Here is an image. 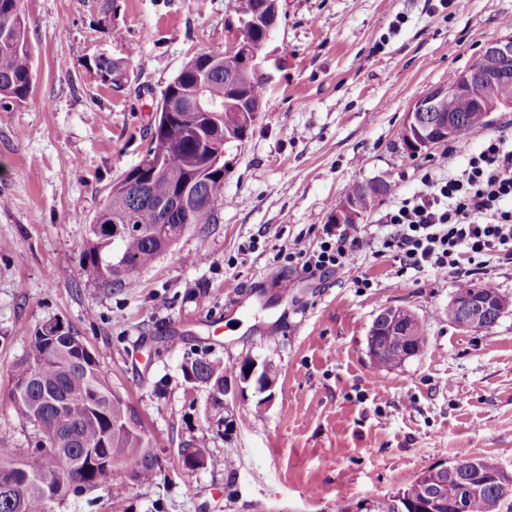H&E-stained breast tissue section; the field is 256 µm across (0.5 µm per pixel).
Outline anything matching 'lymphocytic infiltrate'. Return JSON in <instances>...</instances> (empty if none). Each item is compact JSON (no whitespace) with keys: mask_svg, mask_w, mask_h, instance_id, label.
<instances>
[{"mask_svg":"<svg viewBox=\"0 0 512 512\" xmlns=\"http://www.w3.org/2000/svg\"><path fill=\"white\" fill-rule=\"evenodd\" d=\"M459 148H451L426 170L423 188L383 216L391 232L382 248L391 252L400 272L427 268L453 273L458 284L472 281L469 262L488 258L512 261V148L501 135H482L480 148L458 168ZM446 177H436V169ZM362 241L348 233H330L319 247L304 237L288 247L289 261L306 273L327 274L351 266Z\"/></svg>","mask_w":512,"mask_h":512,"instance_id":"obj_1","label":"lymphocytic infiltrate"}]
</instances>
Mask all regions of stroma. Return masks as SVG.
I'll list each match as a JSON object with an SVG mask.
<instances>
[{
  "label": "stroma",
  "mask_w": 512,
  "mask_h": 512,
  "mask_svg": "<svg viewBox=\"0 0 512 512\" xmlns=\"http://www.w3.org/2000/svg\"><path fill=\"white\" fill-rule=\"evenodd\" d=\"M34 70L26 102L0 103V448L36 434L9 401L35 330L59 318L138 409L160 459L150 483H110L57 512H366L427 468L495 459L512 473V308L472 333L448 321L454 275L378 255L386 210L421 187L443 147L409 158L415 102L485 44L512 35V0H279L261 65L266 93L243 143L224 155L215 223L195 224L125 288L91 280L79 252L112 183L151 139L156 105L182 67L233 43L232 0H23ZM122 61L121 84L98 58ZM375 177L396 192L357 221L355 263L324 276L289 261L319 245L348 189ZM251 314L234 313L238 293ZM426 326L420 351L373 370L380 310ZM271 332V342L260 341ZM272 364L269 398L227 396L219 417L183 378L197 357ZM203 446L205 468L179 451ZM233 465H226V458Z\"/></svg>",
  "instance_id": "obj_1"
}]
</instances>
